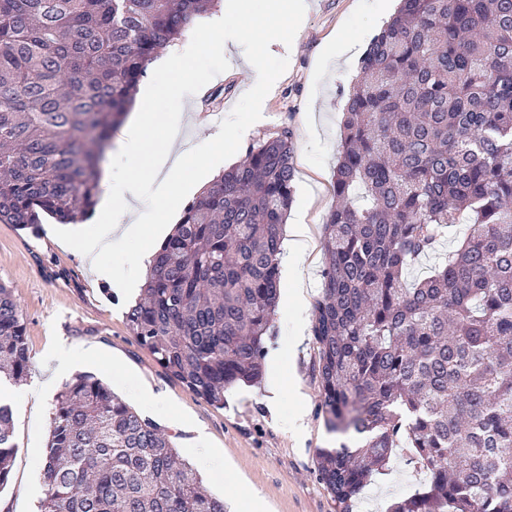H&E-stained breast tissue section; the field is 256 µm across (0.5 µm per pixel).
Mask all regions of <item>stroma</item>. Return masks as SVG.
<instances>
[{
  "mask_svg": "<svg viewBox=\"0 0 512 512\" xmlns=\"http://www.w3.org/2000/svg\"><path fill=\"white\" fill-rule=\"evenodd\" d=\"M300 32L256 46L241 24L224 26V40L200 48L197 67L209 73L203 86L184 92L182 104L160 108V123L148 138L162 144L165 122L179 118V138L201 147L203 135L223 131L228 165L245 158L252 145L290 130L295 142L293 208L301 209L316 247L296 260L295 270L310 290L321 294L325 266L323 225L333 202L341 121L347 93L360 65L356 55L320 48L337 37L368 44L389 21L394 0H304ZM262 50L265 67L276 77L269 90L248 101L252 78L245 58ZM54 220L43 217L32 230L0 224V280L6 282L23 314L29 347L25 381L0 383V400L11 405L14 454L8 486L0 492L6 512H37L44 495L42 466L54 397L38 398L35 380L51 375L53 346L90 351L94 360L78 361L73 373H91L116 395L176 436L179 452L197 437L220 449V464L199 467L208 492L221 496L227 512H251L238 503L236 486L255 488L272 512H338L316 471L321 448L338 447L341 435L328 432L321 412L318 355L312 332L276 314L274 340L268 346L260 383L228 388L223 407H215L170 378L130 332L128 299L109 291L80 251L65 247L50 232ZM396 449L387 474L376 476L353 512H388L392 503L425 481L423 471Z\"/></svg>",
  "mask_w": 512,
  "mask_h": 512,
  "instance_id": "stroma-1",
  "label": "stroma"
}]
</instances>
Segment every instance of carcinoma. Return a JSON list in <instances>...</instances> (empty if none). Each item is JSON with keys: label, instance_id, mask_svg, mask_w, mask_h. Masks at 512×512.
Here are the masks:
<instances>
[{"label": "carcinoma", "instance_id": "carcinoma-1", "mask_svg": "<svg viewBox=\"0 0 512 512\" xmlns=\"http://www.w3.org/2000/svg\"><path fill=\"white\" fill-rule=\"evenodd\" d=\"M220 0H0V223L87 220L113 129L157 53ZM290 131L185 208L126 322L215 406L256 383L272 341ZM313 311L319 480L352 512L394 449L428 482L390 512H512V0H401L350 88ZM453 224L454 247L413 271ZM0 281V379L28 374ZM0 403V491L15 454ZM38 512H224L172 436L96 376L56 397Z\"/></svg>", "mask_w": 512, "mask_h": 512}]
</instances>
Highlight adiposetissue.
<instances>
[{"label":"adipose tissue","mask_w":512,"mask_h":512,"mask_svg":"<svg viewBox=\"0 0 512 512\" xmlns=\"http://www.w3.org/2000/svg\"><path fill=\"white\" fill-rule=\"evenodd\" d=\"M224 19L216 16L206 20L197 43L184 42L174 45L162 57L156 71V79L137 102L123 131L119 154L130 168L128 184L123 188L105 186L101 194L99 222L87 233L77 235L74 246L94 266L97 274L111 278L116 291L125 292L142 286V271L151 261L148 250H140L133 258L134 273L123 277H112L104 257L112 237L148 240L162 231L163 225L172 223L179 210L181 197L188 191H200V172L218 174L224 168L225 150L222 135L214 134L207 147L187 154L177 149L175 133H168L162 149L150 148L145 131L158 119L156 109L166 100H178L187 87H197L206 78L194 66L198 44L222 39ZM157 178L156 207L151 223L131 220L130 196L133 187L143 176Z\"/></svg>","instance_id":"obj_1"}]
</instances>
